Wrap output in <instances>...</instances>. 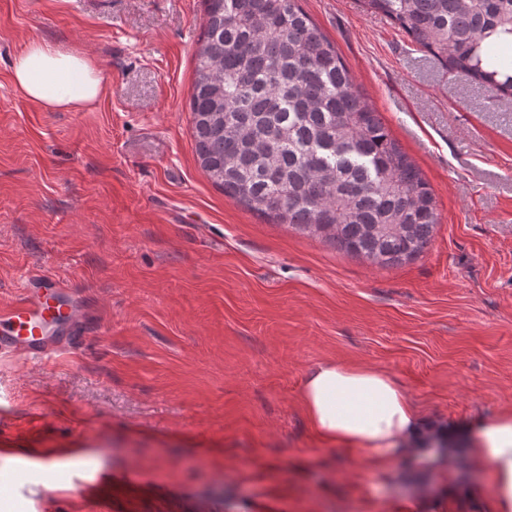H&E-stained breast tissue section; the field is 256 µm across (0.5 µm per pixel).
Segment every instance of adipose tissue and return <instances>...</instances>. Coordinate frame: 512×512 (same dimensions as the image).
Listing matches in <instances>:
<instances>
[{"label":"adipose tissue","instance_id":"ef3b65f1","mask_svg":"<svg viewBox=\"0 0 512 512\" xmlns=\"http://www.w3.org/2000/svg\"><path fill=\"white\" fill-rule=\"evenodd\" d=\"M13 85L48 112L79 111L103 90L93 55L45 41H32L14 57ZM307 420L323 442L371 453L385 463L393 445L412 452L464 439L472 458L489 463L494 512H512V412L482 423L475 433L431 427L387 373L333 361L311 367L300 392Z\"/></svg>","mask_w":512,"mask_h":512}]
</instances>
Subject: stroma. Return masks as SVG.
<instances>
[{
	"mask_svg": "<svg viewBox=\"0 0 512 512\" xmlns=\"http://www.w3.org/2000/svg\"><path fill=\"white\" fill-rule=\"evenodd\" d=\"M302 7L433 189L414 260L345 254L209 180L189 112L203 0H0V310L45 274L87 311L50 364L0 354V512H493L466 445L378 467L319 440L300 390L336 361L439 426L512 411V107L361 0ZM34 39L97 57L92 107L15 88Z\"/></svg>",
	"mask_w": 512,
	"mask_h": 512,
	"instance_id": "35a3bbf8",
	"label": "stroma"
}]
</instances>
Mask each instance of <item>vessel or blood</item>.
Returning a JSON list of instances; mask_svg holds the SVG:
<instances>
[{"label":"vessel or blood","mask_w":512,"mask_h":512,"mask_svg":"<svg viewBox=\"0 0 512 512\" xmlns=\"http://www.w3.org/2000/svg\"><path fill=\"white\" fill-rule=\"evenodd\" d=\"M78 311L60 280L32 278L19 300L0 312V352H21L43 359L60 349L59 323L76 319Z\"/></svg>","instance_id":"1"}]
</instances>
